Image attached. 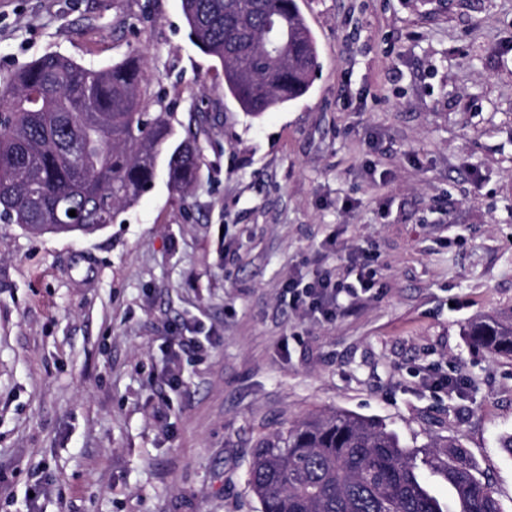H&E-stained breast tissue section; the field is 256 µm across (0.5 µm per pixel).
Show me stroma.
I'll return each mask as SVG.
<instances>
[{
	"label": "stroma",
	"mask_w": 512,
	"mask_h": 512,
	"mask_svg": "<svg viewBox=\"0 0 512 512\" xmlns=\"http://www.w3.org/2000/svg\"><path fill=\"white\" fill-rule=\"evenodd\" d=\"M309 93L247 118L180 0H0V77L144 55L145 111L203 148L90 235L0 223V512H258L262 436L337 409L460 443L512 512V0H298ZM371 291L330 319L289 279ZM465 335L492 357L512 359L511 318L479 316L468 323Z\"/></svg>",
	"instance_id": "35a3bbf8"
}]
</instances>
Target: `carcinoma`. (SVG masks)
Here are the masks:
<instances>
[{"label": "carcinoma", "mask_w": 512, "mask_h": 512, "mask_svg": "<svg viewBox=\"0 0 512 512\" xmlns=\"http://www.w3.org/2000/svg\"><path fill=\"white\" fill-rule=\"evenodd\" d=\"M181 10L246 116L256 120L309 92L318 51L297 0H181ZM270 25L276 52L261 42ZM142 76L137 52L104 67L50 53L3 80L0 221L32 236L91 235L137 204L159 170L179 194L198 181L197 133L178 139L169 113L144 111ZM465 335L512 359L511 318L479 316ZM424 466L448 484L450 502L431 492ZM249 486L259 512H502L459 443L446 444L441 460L402 444L381 420L345 410L262 437Z\"/></svg>", "instance_id": "1"}]
</instances>
